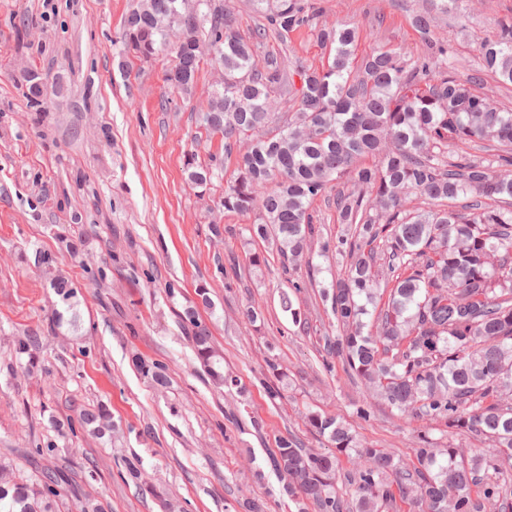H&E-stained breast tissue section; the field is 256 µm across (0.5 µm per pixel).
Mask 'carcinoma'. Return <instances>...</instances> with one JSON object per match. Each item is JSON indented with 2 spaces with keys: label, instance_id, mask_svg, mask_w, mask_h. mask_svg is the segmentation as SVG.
Masks as SVG:
<instances>
[{
  "label": "carcinoma",
  "instance_id": "cac0c4a2",
  "mask_svg": "<svg viewBox=\"0 0 512 512\" xmlns=\"http://www.w3.org/2000/svg\"><path fill=\"white\" fill-rule=\"evenodd\" d=\"M207 2L138 0L124 21V51L143 63L169 58L165 79L176 91L206 57L224 70L198 121L224 139L227 158L246 142L224 186V211L255 214L251 231L275 246L288 276L283 310L307 329L293 303L308 288L298 270L315 249L340 260L322 291L337 324L322 336L323 369L332 372L337 359L360 381L358 418L370 420L382 403L440 431H419L407 460L363 446L348 424L307 407L303 420L327 447L276 441L267 465L281 494L298 512H392L399 500L419 512H512V110L473 93L477 77L455 76L448 45L428 38L426 14L413 17L426 45L417 60L379 48L356 66L358 27L317 26L319 0H250L263 23L248 38L235 26L232 0L214 13ZM304 27L332 53L327 64L289 73L274 55L257 59L269 36L285 44ZM479 58L483 71L512 83V18L481 43ZM285 95L286 119L274 111ZM459 142H479L491 158L450 150ZM194 163L186 161L188 181L207 186L209 170ZM338 184L349 191L336 197L343 228L330 238L315 224L313 203ZM181 320L210 379L239 389L195 309ZM138 366L163 381V364ZM259 382L274 403L288 373L272 356ZM79 424L103 435L109 413L87 408ZM460 434L493 451L459 447ZM343 456L358 462L345 470ZM42 459L44 449L34 448L25 456L30 474L0 476V512H55L71 478Z\"/></svg>",
  "mask_w": 512,
  "mask_h": 512
}]
</instances>
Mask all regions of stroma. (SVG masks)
I'll return each instance as SVG.
<instances>
[{
    "label": "stroma",
    "instance_id": "1",
    "mask_svg": "<svg viewBox=\"0 0 512 512\" xmlns=\"http://www.w3.org/2000/svg\"><path fill=\"white\" fill-rule=\"evenodd\" d=\"M133 3L0 0V465L20 467L31 448L66 463L79 488L62 490L57 512H165L140 494L143 480L163 489L166 512H225L241 495L261 498L267 512H296L266 457L281 436L319 447L304 407L335 414L365 445L402 455L419 425L383 404L359 420L362 385L342 366L324 371L320 338L336 330L319 296L331 282L324 258L311 254L315 281L300 297L310 331L281 309L279 257L251 234L254 216L224 211L235 161L198 123L223 72L203 65L194 97L172 93L166 60L143 64L122 53ZM321 5L319 25L359 27L357 55L383 45L413 60L431 39L447 43L463 78L479 64L480 43L512 17V0H463L461 14L433 15L425 40L411 24L425 0ZM263 50L291 67L328 58L307 28L284 44L268 39ZM30 68L62 86L38 108L21 80ZM190 158L211 168L207 187L189 185ZM57 275L76 288L74 306L51 288ZM202 288L210 306L201 304ZM189 306L242 391L202 376L180 320ZM249 306L261 312L260 328L246 324ZM32 333L42 345L31 360L16 348ZM270 355L292 378L275 404L259 383ZM139 357L165 365L167 385L144 378ZM98 404L109 408L112 431L100 440L70 432L80 410ZM132 456L141 460L138 480L120 472Z\"/></svg>",
    "mask_w": 512,
    "mask_h": 512
}]
</instances>
